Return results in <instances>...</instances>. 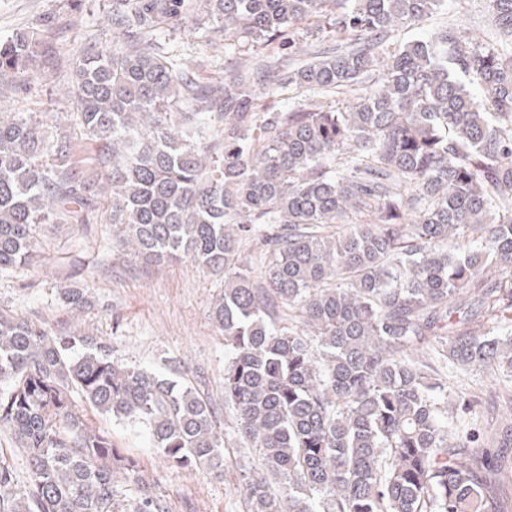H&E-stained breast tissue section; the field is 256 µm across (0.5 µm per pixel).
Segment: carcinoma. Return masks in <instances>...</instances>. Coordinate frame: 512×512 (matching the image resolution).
<instances>
[{"mask_svg": "<svg viewBox=\"0 0 512 512\" xmlns=\"http://www.w3.org/2000/svg\"><path fill=\"white\" fill-rule=\"evenodd\" d=\"M445 2L205 0L241 50L234 74L202 87L134 35L194 17V0H112V45H90L75 73L106 167L95 179L74 172L68 135L0 111V270L108 191L113 243L224 275V402L261 465L247 512H512V410L490 433L456 434L448 390L412 357L512 373V0H488L507 46L449 23L381 52ZM311 18L330 55L270 65ZM38 46L35 31L0 41V87ZM290 86L309 95L254 111L257 91ZM341 88L345 110L315 102ZM359 213L371 222L349 223ZM254 240L257 268L240 260ZM61 297L73 313L90 303L75 284ZM89 407L143 424L172 465L224 476L221 422L183 372L0 313V429L28 464L0 463V512H173Z\"/></svg>", "mask_w": 512, "mask_h": 512, "instance_id": "1", "label": "carcinoma"}]
</instances>
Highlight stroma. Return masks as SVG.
Returning <instances> with one entry per match:
<instances>
[{
	"label": "stroma",
	"mask_w": 512,
	"mask_h": 512,
	"mask_svg": "<svg viewBox=\"0 0 512 512\" xmlns=\"http://www.w3.org/2000/svg\"><path fill=\"white\" fill-rule=\"evenodd\" d=\"M111 17L112 0H0L1 41L32 28L40 34L38 67L0 94V110L68 131L75 145L74 168L90 175L99 171V146L81 135L76 104L61 88L73 84L85 48L110 30ZM447 21L488 37L494 34L487 0H450L447 9L431 18L392 31L384 46L405 44ZM147 39L176 54L204 83L223 81L238 58L237 44L208 24L188 23L178 30L162 24ZM109 213V204L100 199L82 212L83 230L68 224L44 226L34 260L0 271V309L56 332L76 322L109 343L113 359L129 366L160 370L170 363L180 365L221 419L223 477L170 466L143 426L94 412L87 420L140 461L147 478L170 498L174 512H246L239 482L258 459L252 449L234 445L235 414L224 402V337L210 317L224 281L188 259L152 266L125 255L112 245ZM74 282L89 288L93 301L75 316L60 299L61 288ZM439 378L448 386V409L457 416L459 432L496 427L497 373L482 367L465 372L444 368Z\"/></svg>",
	"instance_id": "stroma-1"
}]
</instances>
